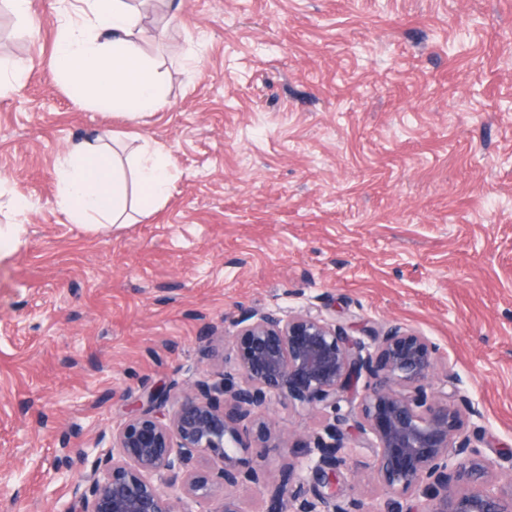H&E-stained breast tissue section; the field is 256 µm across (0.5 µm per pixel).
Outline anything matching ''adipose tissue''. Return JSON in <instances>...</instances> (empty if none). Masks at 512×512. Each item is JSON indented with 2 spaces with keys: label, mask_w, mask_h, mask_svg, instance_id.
I'll return each instance as SVG.
<instances>
[{
  "label": "adipose tissue",
  "mask_w": 512,
  "mask_h": 512,
  "mask_svg": "<svg viewBox=\"0 0 512 512\" xmlns=\"http://www.w3.org/2000/svg\"><path fill=\"white\" fill-rule=\"evenodd\" d=\"M139 18L124 0H59L53 76L79 101L135 119L166 101V79L140 48ZM55 204L74 224H123L150 212L170 186L161 149L142 148L132 170L111 162L102 138L84 140L60 158Z\"/></svg>",
  "instance_id": "1"
}]
</instances>
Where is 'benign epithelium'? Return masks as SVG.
<instances>
[{
	"label": "benign epithelium",
	"instance_id": "7a95c632",
	"mask_svg": "<svg viewBox=\"0 0 512 512\" xmlns=\"http://www.w3.org/2000/svg\"><path fill=\"white\" fill-rule=\"evenodd\" d=\"M235 327L237 373L175 395L150 392L75 483L68 512H195L216 485L223 495L210 512H244L240 487L268 496L266 512H377L373 500L343 494L342 467L365 447L381 496L418 503L413 512H512V491L500 485L512 486V459L484 454L469 429L479 409L435 386L437 348L427 337L365 329L367 344L319 314L277 310L246 311ZM284 400L328 409L333 422L297 438L265 418ZM342 401L350 409L340 415ZM199 455L217 470L187 471ZM274 461L282 479L270 488Z\"/></svg>",
	"mask_w": 512,
	"mask_h": 512
}]
</instances>
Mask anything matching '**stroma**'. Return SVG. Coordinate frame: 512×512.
<instances>
[{
	"label": "stroma",
	"mask_w": 512,
	"mask_h": 512,
	"mask_svg": "<svg viewBox=\"0 0 512 512\" xmlns=\"http://www.w3.org/2000/svg\"><path fill=\"white\" fill-rule=\"evenodd\" d=\"M54 7L0 41V75L22 74L0 93V226L23 228L0 260V512H64L62 449L235 371L247 309L426 336L485 453L512 454V0H156L142 45L167 102L133 121L54 80ZM102 131L126 163L162 148L170 192L73 224L55 165Z\"/></svg>",
	"instance_id": "obj_1"
}]
</instances>
